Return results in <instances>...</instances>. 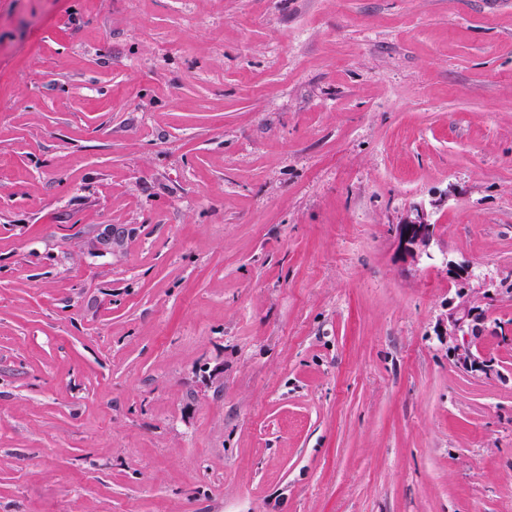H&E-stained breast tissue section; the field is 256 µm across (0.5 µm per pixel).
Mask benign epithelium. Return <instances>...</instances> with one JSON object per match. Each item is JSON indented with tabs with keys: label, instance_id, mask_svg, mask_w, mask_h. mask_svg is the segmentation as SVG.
Here are the masks:
<instances>
[{
	"label": "benign epithelium",
	"instance_id": "benign-epithelium-1",
	"mask_svg": "<svg viewBox=\"0 0 512 512\" xmlns=\"http://www.w3.org/2000/svg\"><path fill=\"white\" fill-rule=\"evenodd\" d=\"M415 212L414 219L398 225L399 240L411 254L427 247L435 230L431 212L425 206H415ZM448 270L456 291L448 300L447 322L440 324L437 335L448 340V350L460 368L485 376L497 375L495 359L485 354L480 345L481 324L487 317V310L476 305L470 295V265L466 261H450Z\"/></svg>",
	"mask_w": 512,
	"mask_h": 512
}]
</instances>
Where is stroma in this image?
Returning a JSON list of instances; mask_svg holds the SVG:
<instances>
[{
  "label": "stroma",
  "instance_id": "obj_1",
  "mask_svg": "<svg viewBox=\"0 0 512 512\" xmlns=\"http://www.w3.org/2000/svg\"><path fill=\"white\" fill-rule=\"evenodd\" d=\"M451 259L512 279V0H0V512H512ZM416 217L398 226V235L404 249L414 254L426 248L433 239L436 224H433L431 212L423 205L415 206ZM448 270L456 286L455 296L448 300V318L437 331V336L448 340V350L463 370L485 376L498 374L494 358L485 354L480 345L481 324L487 310L476 305L469 291L471 270L466 261H449Z\"/></svg>",
  "mask_w": 512,
  "mask_h": 512
}]
</instances>
